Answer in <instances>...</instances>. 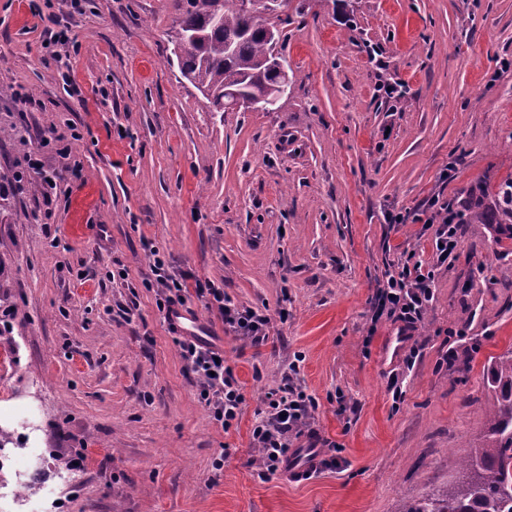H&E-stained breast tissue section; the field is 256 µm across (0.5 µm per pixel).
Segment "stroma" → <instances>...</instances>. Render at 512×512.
<instances>
[{
	"instance_id": "35a3bbf8",
	"label": "stroma",
	"mask_w": 512,
	"mask_h": 512,
	"mask_svg": "<svg viewBox=\"0 0 512 512\" xmlns=\"http://www.w3.org/2000/svg\"><path fill=\"white\" fill-rule=\"evenodd\" d=\"M40 2L0 0V426L34 410L45 450L86 459L65 480L42 473L33 512L47 497L69 512H400L452 484L484 439L488 368L512 349V208L497 197L512 179V0H289L274 20L287 102L222 112L170 54L172 0H52L49 16ZM57 25L69 44L49 64ZM388 81L406 96L382 99ZM35 154L60 175L47 196ZM435 194L483 217L450 268L422 224L386 221ZM153 249L270 318L254 346L187 294L244 397L230 428L142 284ZM411 255L435 301L406 336L371 315L388 263ZM285 382L315 401L325 464L303 480L261 477L252 440Z\"/></svg>"
}]
</instances>
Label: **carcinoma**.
I'll return each mask as SVG.
<instances>
[{
	"mask_svg": "<svg viewBox=\"0 0 512 512\" xmlns=\"http://www.w3.org/2000/svg\"><path fill=\"white\" fill-rule=\"evenodd\" d=\"M246 0H173L180 74L224 111V90L255 102L280 82L277 42ZM494 409L485 442L464 460L451 489L408 499L401 512H512V350L490 366Z\"/></svg>",
	"mask_w": 512,
	"mask_h": 512,
	"instance_id": "1",
	"label": "carcinoma"
}]
</instances>
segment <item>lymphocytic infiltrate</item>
Segmentation results:
<instances>
[{"mask_svg": "<svg viewBox=\"0 0 512 512\" xmlns=\"http://www.w3.org/2000/svg\"><path fill=\"white\" fill-rule=\"evenodd\" d=\"M466 214L461 204L441 195L427 199L421 212L405 215L388 214L391 224L423 223L431 236L436 263L453 266L459 258L462 227ZM151 276L145 287L155 289L156 305L165 318L178 314L185 302L187 286L169 270L158 251L150 253ZM434 272L422 263L407 260L388 264L385 283L372 304L375 317H393L405 329H415L434 301ZM195 293L206 309L217 312L225 332L261 344L268 339L270 318L264 313L238 307L223 289L210 283H196ZM180 347L185 368L196 378L198 398L207 408L211 419L222 428H230L240 414L243 395L230 367L220 363V349L198 336L179 335L175 338ZM312 398L291 387H283L280 395L267 399V408L252 430L255 447L263 458V475L282 473L292 452V439L301 435L308 424Z\"/></svg>", "mask_w": 512, "mask_h": 512, "instance_id": "f902f5d3", "label": "lymphocytic infiltrate"}]
</instances>
